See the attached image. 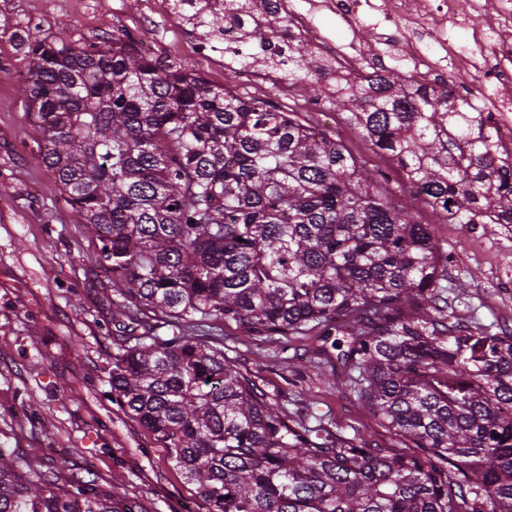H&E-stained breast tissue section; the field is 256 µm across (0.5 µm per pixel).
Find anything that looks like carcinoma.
I'll use <instances>...</instances> for the list:
<instances>
[{"mask_svg": "<svg viewBox=\"0 0 512 512\" xmlns=\"http://www.w3.org/2000/svg\"><path fill=\"white\" fill-rule=\"evenodd\" d=\"M238 60L315 99L333 73L270 0H171ZM37 148L125 299L112 396L166 448L207 512H512V336L460 334L430 225L294 112L211 87L126 35L25 51ZM348 113L450 224H512V166L448 93L356 70ZM258 336L317 331L400 450L314 441L224 350L151 334L195 316ZM0 512H133L93 481H33L0 450Z\"/></svg>", "mask_w": 512, "mask_h": 512, "instance_id": "1", "label": "carcinoma"}]
</instances>
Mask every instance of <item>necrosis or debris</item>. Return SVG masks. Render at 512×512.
Wrapping results in <instances>:
<instances>
[{
  "mask_svg": "<svg viewBox=\"0 0 512 512\" xmlns=\"http://www.w3.org/2000/svg\"><path fill=\"white\" fill-rule=\"evenodd\" d=\"M326 5L349 22L356 21L359 13L377 12L394 31L386 52L368 51L355 40L341 49L333 46L330 39H322V46L337 64H344L355 55L381 60L390 53L395 60L407 62L414 81L447 88L452 95L457 89L448 78L449 70L474 69L480 89L475 115L494 131L502 151L501 162L512 164V0H498L490 23L474 30L469 50L447 48L439 55L425 54L416 42L399 37L397 31L424 28L445 35L448 19L455 17L458 10L456 0H326Z\"/></svg>",
  "mask_w": 512,
  "mask_h": 512,
  "instance_id": "1",
  "label": "necrosis or debris"
}]
</instances>
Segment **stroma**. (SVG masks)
Returning <instances> with one entry per match:
<instances>
[{"mask_svg":"<svg viewBox=\"0 0 512 512\" xmlns=\"http://www.w3.org/2000/svg\"><path fill=\"white\" fill-rule=\"evenodd\" d=\"M142 27L157 35L165 56L190 61L210 85L296 113L340 140L367 169L387 172L394 200L411 198L410 182L345 114L310 111L300 97L282 96L264 72L240 81L223 64L192 56L195 34L169 13L168 0H112L92 24L72 0H61L44 32L59 43L89 44ZM26 77L23 65L17 75L0 77V449L33 479L92 480L135 512H207L166 449L112 400V356L130 342L113 324L122 299L97 267L94 232L77 223L37 150L20 88ZM415 207L450 258L442 291L449 324L512 333V239L504 227L437 224L423 201ZM461 252L466 262H455ZM177 330L223 349L279 405L289 426L313 430L325 443L394 447L349 391L324 384L330 367L315 351V333L292 338L284 350L228 321H191ZM177 330L154 323L164 338Z\"/></svg>","mask_w":512,"mask_h":512,"instance_id":"obj_1","label":"stroma"}]
</instances>
